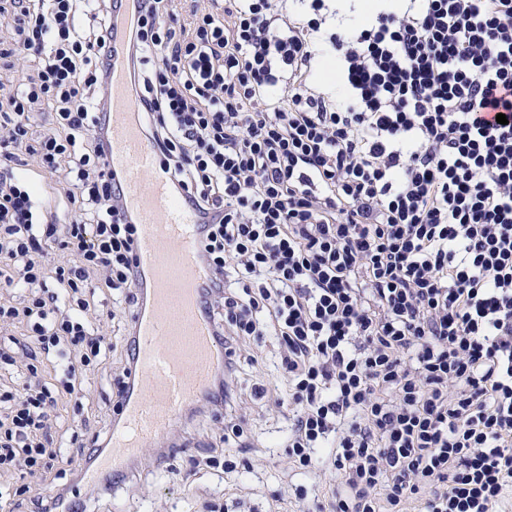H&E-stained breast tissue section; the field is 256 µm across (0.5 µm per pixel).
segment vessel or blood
<instances>
[{"instance_id": "1", "label": "vessel or blood", "mask_w": 512, "mask_h": 512, "mask_svg": "<svg viewBox=\"0 0 512 512\" xmlns=\"http://www.w3.org/2000/svg\"><path fill=\"white\" fill-rule=\"evenodd\" d=\"M109 55L112 140L104 163L120 173L125 206L140 226L136 255L148 277L151 302L134 320L137 391L123 402L107 451L85 470L89 483L162 438L182 409L202 399L214 367L224 358L201 313L206 273L197 262V217L170 194L169 175L141 132L137 105L126 89L121 38H114Z\"/></svg>"}]
</instances>
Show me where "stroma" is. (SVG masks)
Instances as JSON below:
<instances>
[{"mask_svg": "<svg viewBox=\"0 0 512 512\" xmlns=\"http://www.w3.org/2000/svg\"><path fill=\"white\" fill-rule=\"evenodd\" d=\"M114 388L115 381L106 372L92 375L83 410L63 418L54 434V444L61 448L66 459V488L71 495L86 499L87 512H209V504L223 503L238 485L250 492L255 512H266L274 497L287 496L288 459L280 446L287 421L281 417L255 421L252 431L257 446L249 456L250 472L202 469L194 476H187L191 457L206 454L207 431L223 426L224 419L220 416L189 426V455L168 459L152 474L142 475L136 490L116 488L105 495L90 493L80 478L85 462L70 439L76 431L111 434L109 415Z\"/></svg>", "mask_w": 512, "mask_h": 512, "instance_id": "35a3bbf8", "label": "stroma"}]
</instances>
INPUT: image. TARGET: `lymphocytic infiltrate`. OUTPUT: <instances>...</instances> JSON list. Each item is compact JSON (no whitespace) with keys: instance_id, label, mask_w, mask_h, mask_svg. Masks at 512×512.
I'll use <instances>...</instances> for the list:
<instances>
[{"instance_id":"lymphocytic-infiltrate-1","label":"lymphocytic infiltrate","mask_w":512,"mask_h":512,"mask_svg":"<svg viewBox=\"0 0 512 512\" xmlns=\"http://www.w3.org/2000/svg\"><path fill=\"white\" fill-rule=\"evenodd\" d=\"M120 2L0 0V288L20 295L0 369L24 378L0 389V512H83L38 489L64 462L50 430L147 304L104 165ZM138 2L129 92L199 214L202 313L229 354L275 337L287 390L254 396L322 481L289 512H512V0H389L345 25L336 0ZM103 288L121 309H95ZM238 368L186 409L223 413L228 472L253 446Z\"/></svg>"}]
</instances>
